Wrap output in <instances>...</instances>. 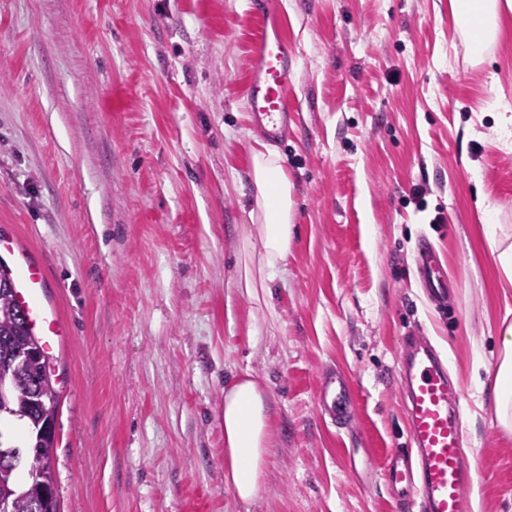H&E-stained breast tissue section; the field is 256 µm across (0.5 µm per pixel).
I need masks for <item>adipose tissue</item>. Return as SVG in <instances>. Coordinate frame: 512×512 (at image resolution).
<instances>
[{"instance_id": "adipose-tissue-1", "label": "adipose tissue", "mask_w": 512, "mask_h": 512, "mask_svg": "<svg viewBox=\"0 0 512 512\" xmlns=\"http://www.w3.org/2000/svg\"><path fill=\"white\" fill-rule=\"evenodd\" d=\"M457 27L465 29L471 46L498 38L501 23L512 17V0H449ZM250 177L260 223L256 235L243 242L239 285L252 299H260L272 274L291 254V183L276 151L268 145L252 148ZM501 361L493 387L500 426L512 431V325L500 338ZM224 480L236 497L248 503L256 498L274 440L270 404L262 384L251 371L238 374L224 390Z\"/></svg>"}]
</instances>
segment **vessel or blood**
Here are the masks:
<instances>
[{
	"label": "vessel or blood",
	"instance_id": "obj_1",
	"mask_svg": "<svg viewBox=\"0 0 512 512\" xmlns=\"http://www.w3.org/2000/svg\"><path fill=\"white\" fill-rule=\"evenodd\" d=\"M262 28L252 50L245 98L254 125L267 138L288 134V86L294 54L273 25L272 0H258ZM419 273L436 308L447 310L437 263L428 245L418 252ZM0 271L15 283V301L28 317L32 334L47 354H54L63 334L53 307L44 300V274L14 239L0 236ZM398 378L405 396L408 445L392 449L383 463V478L408 512H471L466 488L472 481L473 452L466 447L460 403L462 388L448 376L440 358L425 342L407 337L399 358ZM321 409L337 423L355 415L350 378L331 369L321 373L317 389Z\"/></svg>",
	"mask_w": 512,
	"mask_h": 512
}]
</instances>
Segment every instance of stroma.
I'll return each mask as SVG.
<instances>
[{"mask_svg": "<svg viewBox=\"0 0 512 512\" xmlns=\"http://www.w3.org/2000/svg\"><path fill=\"white\" fill-rule=\"evenodd\" d=\"M296 66L295 234L265 303L238 285L254 234L245 110L253 0H0V234L38 258L65 328L60 512H397V384L423 330L463 389L476 512H512L492 388L512 287V32L467 51L448 0H273ZM428 241L456 312L425 297ZM482 358L483 369L473 367ZM351 378L355 423L317 403ZM262 383L278 440L258 496L224 481V387Z\"/></svg>", "mask_w": 512, "mask_h": 512, "instance_id": "1", "label": "stroma"}]
</instances>
